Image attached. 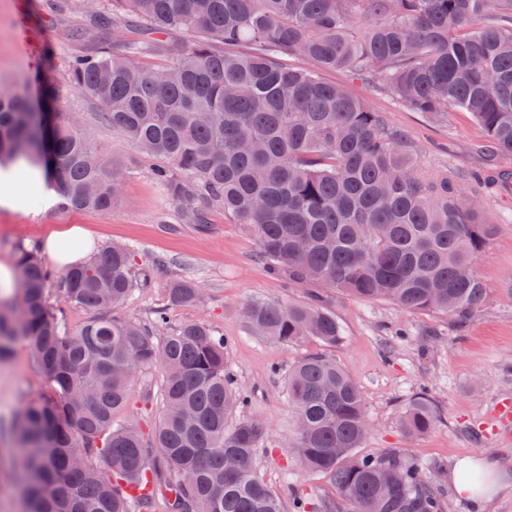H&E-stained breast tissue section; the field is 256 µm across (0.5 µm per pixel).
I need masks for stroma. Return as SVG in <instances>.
I'll list each match as a JSON object with an SVG mask.
<instances>
[{"label": "stroma", "instance_id": "stroma-1", "mask_svg": "<svg viewBox=\"0 0 512 512\" xmlns=\"http://www.w3.org/2000/svg\"><path fill=\"white\" fill-rule=\"evenodd\" d=\"M29 49L18 47L17 0H0V90L27 89L41 111L50 106L42 97L39 78L50 74L60 87L66 113L76 118L91 142L122 162L127 176L122 201L107 212L67 210L24 203L0 208V262L15 260L19 246L45 251L49 233L77 225L88 232V253L118 242L134 254L135 269L151 281L132 294L121 308L124 316L148 322L153 309L167 306L170 326L204 321L228 341L227 367L250 396L247 415L268 429L266 446L257 453L258 475L275 492L292 486L310 501L331 498L335 489L327 476L308 475L286 467L287 440L295 414L288 403L286 375L312 353L336 360L360 387L371 433L363 453L405 448L425 479L440 484L443 512H512V439L495 436L490 415L495 404L512 399V184L480 188L487 223L495 235L476 262L487 288V302L465 327L436 314H410L398 306L321 289L323 307L335 313L343 330L336 346L315 341L281 345L254 336L241 316L250 300L311 301V291L271 275L259 258L253 236L230 223L220 209L210 210L206 223H189L171 204L164 188L151 176L154 158L140 154L132 143L103 122L97 106L64 85L67 59L92 54L100 44L94 35L74 40L75 29L87 26L88 0H27ZM326 80L344 84L382 112L387 124L413 140L424 175L453 174L460 187L471 189L485 167L473 145L482 132L465 112L435 117L411 112L375 83L351 80L342 71ZM177 279L195 282L204 295L199 305L168 306L167 289ZM427 390L437 410L434 429L417 439L400 427V418L419 390ZM54 390L33 360L26 344H15L0 360V512H21L23 464L16 441V420L23 403ZM125 421L146 425L159 416L157 374L149 372L133 386ZM490 454L503 461L501 490L490 500L473 504L455 493L441 469H453L464 457Z\"/></svg>", "mask_w": 512, "mask_h": 512}]
</instances>
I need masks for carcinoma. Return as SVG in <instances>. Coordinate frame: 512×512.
Returning <instances> with one entry per match:
<instances>
[{"label":"carcinoma","instance_id":"carcinoma-1","mask_svg":"<svg viewBox=\"0 0 512 512\" xmlns=\"http://www.w3.org/2000/svg\"><path fill=\"white\" fill-rule=\"evenodd\" d=\"M105 2L89 23L102 51L68 61L67 81L112 129L164 160L151 175L192 223L221 206L294 283L459 326L480 312L487 288L476 260L494 234L481 199L446 174L424 176L409 136L322 73L374 76L413 112H467L483 132L477 151L512 155V0ZM172 31L191 39L165 61L127 55ZM241 44L248 53L231 51ZM296 56L308 65L287 64ZM19 159L62 208L110 211L121 197L123 164L99 155L73 118L46 125L27 91H1L0 163ZM16 268L14 293L0 296V359L24 341L55 390L19 413L22 512H307L298 491L287 504L254 469L265 425H229L249 395L227 369L224 337L202 321L160 334L164 306L147 323L119 313L150 287L130 248L105 245L58 275L19 247ZM52 287L93 316L67 325L49 303ZM200 299L191 280L168 288L171 305ZM244 315L287 346L342 337L336 314L310 304L256 300ZM150 368L161 373L158 421L116 423ZM287 384L291 459L336 491L317 512H441L440 489L407 450L359 453L370 433L365 400L335 360L309 355ZM435 422L422 389L401 426L417 438Z\"/></svg>","mask_w":512,"mask_h":512}]
</instances>
